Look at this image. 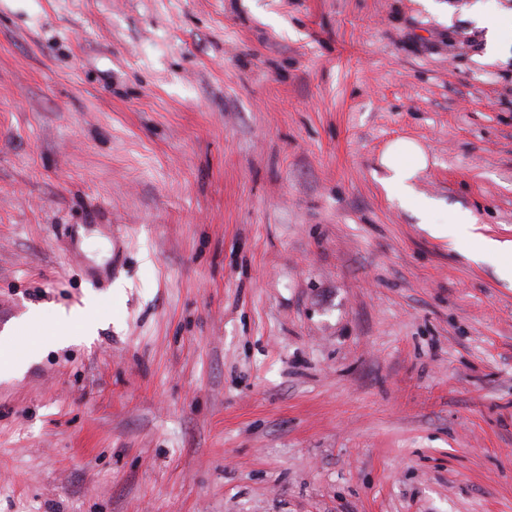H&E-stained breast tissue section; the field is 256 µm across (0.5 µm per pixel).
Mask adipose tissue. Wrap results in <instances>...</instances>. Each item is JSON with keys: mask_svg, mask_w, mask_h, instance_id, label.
Returning <instances> with one entry per match:
<instances>
[{"mask_svg": "<svg viewBox=\"0 0 512 512\" xmlns=\"http://www.w3.org/2000/svg\"><path fill=\"white\" fill-rule=\"evenodd\" d=\"M380 164L384 175L379 183L388 198L397 200L402 207L420 212L425 228L432 237L470 239L474 249L473 261L495 265L501 279L512 281V242L489 237L475 230L476 220L470 212H454L445 222L432 221V206L420 198L414 188V180L427 165L421 147L413 141L401 145H388L383 151Z\"/></svg>", "mask_w": 512, "mask_h": 512, "instance_id": "ef3b65f1", "label": "adipose tissue"}]
</instances>
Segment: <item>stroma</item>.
I'll return each mask as SVG.
<instances>
[{
    "label": "stroma",
    "instance_id": "obj_1",
    "mask_svg": "<svg viewBox=\"0 0 512 512\" xmlns=\"http://www.w3.org/2000/svg\"><path fill=\"white\" fill-rule=\"evenodd\" d=\"M0 0V512H512V0ZM380 164L385 175L379 183L388 198L395 199L402 207L420 212L429 234L438 239L467 237L474 243L470 258L475 262L493 264L501 279L512 281V242L475 233L476 220L468 211L454 212L443 223L431 220L432 205L420 198L414 180L427 165L426 156L414 141H404L400 146L390 144L383 151ZM91 305H87L85 309L71 310L67 313L65 310L58 311V322L63 326L59 332L53 334V337L48 340V346H64L68 344L71 333L67 327L75 324L82 335H92L95 333L97 325L91 320L90 316ZM3 335L0 337V377L1 379L16 378L28 369L36 359V356L27 353L23 356L15 357L12 353L11 345L15 341L13 336L16 334L6 332Z\"/></svg>",
    "mask_w": 512,
    "mask_h": 512
}]
</instances>
